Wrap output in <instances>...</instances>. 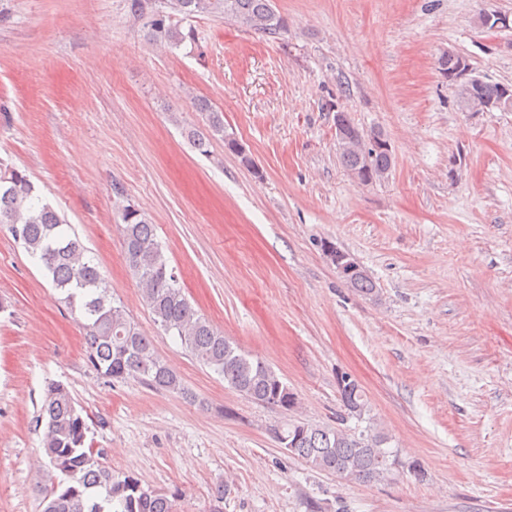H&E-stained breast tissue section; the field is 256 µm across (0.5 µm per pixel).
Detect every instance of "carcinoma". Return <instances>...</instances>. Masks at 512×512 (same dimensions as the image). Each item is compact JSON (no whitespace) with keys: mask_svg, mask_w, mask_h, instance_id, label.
Wrapping results in <instances>:
<instances>
[{"mask_svg":"<svg viewBox=\"0 0 512 512\" xmlns=\"http://www.w3.org/2000/svg\"><path fill=\"white\" fill-rule=\"evenodd\" d=\"M167 7L169 13L153 14L149 27L152 40L172 50L194 40L192 31L183 29V20L196 14L222 18L273 38L288 31V19L276 10L274 0H167ZM469 68V60L454 51L438 59L444 77ZM448 86L463 112L475 108L512 111V95L504 96L501 84L469 77L450 81ZM196 108L206 113L207 128L189 131L192 146L207 155L210 141L218 136L243 165L253 166L242 145L224 130V114L203 100ZM336 143L342 166L359 183L373 184L388 176L394 162L388 140L379 131L364 132L344 110L336 113ZM119 218L126 263L154 324L178 337L186 352L251 401L285 412L294 410L297 399L283 378L215 330L195 309L146 214L128 204L121 206ZM0 224L11 226L14 238L47 271L61 303L83 318L88 359L100 375L112 380L136 377L159 390H184L181 379L155 354L151 338L115 304L98 265L65 217L43 201L26 172L1 162ZM342 278L365 296L378 293L357 263ZM338 388L342 414L336 417V425L288 419L274 429L275 437L289 455L313 470L342 479L378 481L392 471L398 451L390 448L391 437L373 425L358 431L346 427L352 418L364 421L367 403L362 388L345 382L343 375ZM42 417V445L50 472V485L38 487L42 512H176L179 491L146 488L139 479L115 475L98 462L93 449L85 446L87 424L66 386L47 385Z\"/></svg>","mask_w":512,"mask_h":512,"instance_id":"cac0c4a2","label":"carcinoma"}]
</instances>
